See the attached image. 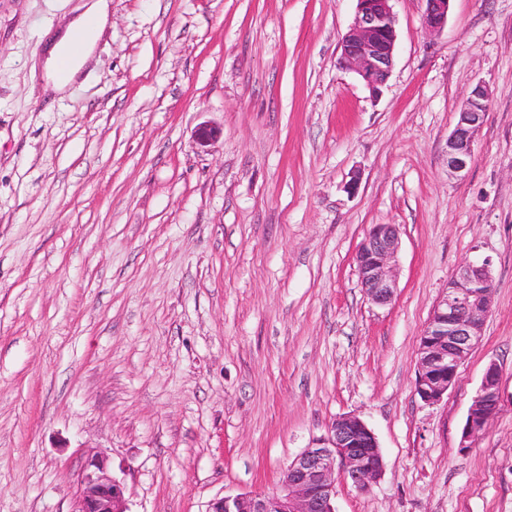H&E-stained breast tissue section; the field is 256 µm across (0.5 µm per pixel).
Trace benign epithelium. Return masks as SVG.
<instances>
[{
  "mask_svg": "<svg viewBox=\"0 0 512 512\" xmlns=\"http://www.w3.org/2000/svg\"><path fill=\"white\" fill-rule=\"evenodd\" d=\"M423 23L444 28L451 0H425ZM397 41L391 0H356L353 24L342 38L339 64L355 72L374 94L392 70ZM489 106L486 86L474 87L458 112L448 137V170L460 174L470 164L472 145ZM400 248L396 224H373L356 253L361 286L372 303L392 302L396 290L394 262ZM495 283L488 259L467 262L448 281L420 338L415 392L427 404L443 400L458 370L481 340L491 312ZM500 367L492 362L472 399L461 433V447L481 435L500 409ZM384 460L373 431L354 415L339 416L327 433L311 442L282 469L275 487L212 499L206 512H335L336 477L360 492L382 476ZM74 512H128L124 483L108 472L104 457L87 459Z\"/></svg>",
  "mask_w": 512,
  "mask_h": 512,
  "instance_id": "benign-epithelium-1",
  "label": "benign epithelium"
}]
</instances>
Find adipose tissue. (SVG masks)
<instances>
[{
	"instance_id": "adipose-tissue-1",
	"label": "adipose tissue",
	"mask_w": 512,
	"mask_h": 512,
	"mask_svg": "<svg viewBox=\"0 0 512 512\" xmlns=\"http://www.w3.org/2000/svg\"><path fill=\"white\" fill-rule=\"evenodd\" d=\"M109 8V0H91L60 38L49 41L44 65V77L48 83L61 88L75 81L91 58L108 23Z\"/></svg>"
}]
</instances>
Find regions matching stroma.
<instances>
[{"mask_svg": "<svg viewBox=\"0 0 512 512\" xmlns=\"http://www.w3.org/2000/svg\"><path fill=\"white\" fill-rule=\"evenodd\" d=\"M79 3L0 0V512H74L96 454L129 512H205L342 415L385 469L337 480L336 512H512V0H451L437 34L393 0L376 96L338 65L355 0H112L79 81L45 88L41 35ZM374 224L400 228L384 307L355 261ZM483 258V336L425 404L420 336ZM492 362L500 410L465 448ZM488 106V89L484 85H476L458 112L456 126L448 137L447 162L451 172L461 174L470 164L473 141L483 124Z\"/></svg>", "mask_w": 512, "mask_h": 512, "instance_id": "obj_1", "label": "stroma"}]
</instances>
